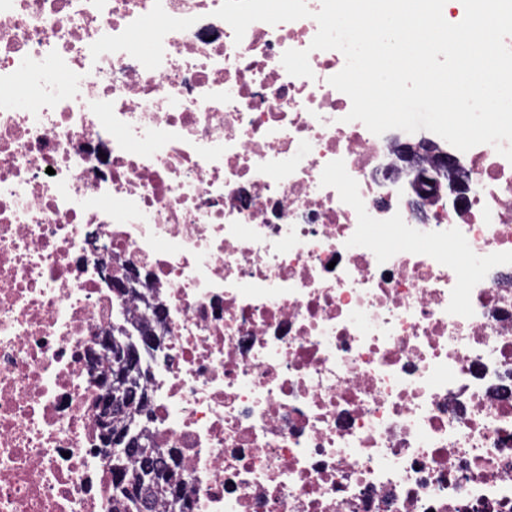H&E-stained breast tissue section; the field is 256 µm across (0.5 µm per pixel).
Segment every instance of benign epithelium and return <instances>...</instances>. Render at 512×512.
I'll return each mask as SVG.
<instances>
[{
	"instance_id": "benign-epithelium-1",
	"label": "benign epithelium",
	"mask_w": 512,
	"mask_h": 512,
	"mask_svg": "<svg viewBox=\"0 0 512 512\" xmlns=\"http://www.w3.org/2000/svg\"><path fill=\"white\" fill-rule=\"evenodd\" d=\"M394 141L398 142L397 163L384 168L382 174L394 181L403 176L407 178L410 213L416 223L427 222L429 205L444 195L448 196V205L458 207L464 195L472 189V169L462 163L458 156L428 138H420L415 142H401L396 137ZM98 250L103 256V260L96 267L99 286L116 296L139 295L151 310L149 322L143 328L134 333L127 332V335L133 337L132 342H119L114 347L110 335L101 341L102 348L116 351L114 364L118 366L121 382H112V371L99 368L95 359H90L89 381L96 386L104 387L98 422L102 429L103 443L110 448L112 402L119 401L130 411L138 407L143 386L131 384V379L136 377V360L141 357L143 350L150 351L155 360L164 353L166 310L156 294L148 297L142 295L140 287L143 283L138 275L126 273L120 276L112 270V263L104 260L110 253L108 244H99Z\"/></svg>"
}]
</instances>
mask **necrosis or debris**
Listing matches in <instances>:
<instances>
[{
	"mask_svg": "<svg viewBox=\"0 0 512 512\" xmlns=\"http://www.w3.org/2000/svg\"><path fill=\"white\" fill-rule=\"evenodd\" d=\"M221 4L0 0V89L37 92L0 104V512H112L88 352L146 306L96 237L166 309L147 442L188 512H512V162L466 151L411 223L317 22L238 42Z\"/></svg>",
	"mask_w": 512,
	"mask_h": 512,
	"instance_id": "1",
	"label": "necrosis or debris"
}]
</instances>
